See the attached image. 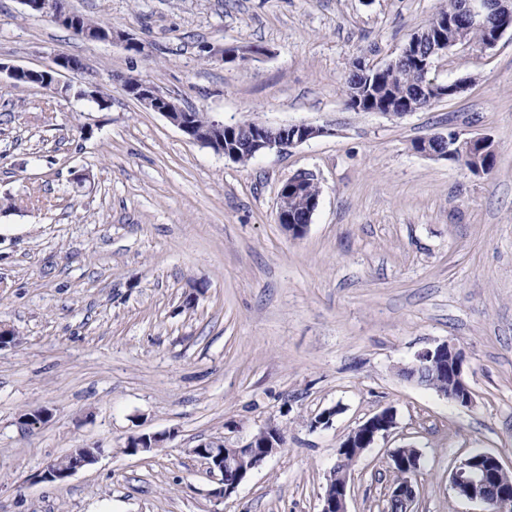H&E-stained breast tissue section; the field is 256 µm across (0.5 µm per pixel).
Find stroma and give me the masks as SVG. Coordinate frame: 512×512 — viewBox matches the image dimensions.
<instances>
[{
	"instance_id": "obj_1",
	"label": "stroma",
	"mask_w": 512,
	"mask_h": 512,
	"mask_svg": "<svg viewBox=\"0 0 512 512\" xmlns=\"http://www.w3.org/2000/svg\"><path fill=\"white\" fill-rule=\"evenodd\" d=\"M443 3L68 0L148 42L144 57L0 0V62L84 65L65 95L0 85V321L21 338L0 351V512H319L338 444L386 407L398 427L358 460L350 512H384L390 453L408 444L413 512H481L448 477L472 450L512 471V31L439 58L433 77L467 86L405 117L343 94L356 59L394 58ZM223 45L264 53L208 59ZM128 76L228 125L328 133L236 163L129 97ZM451 130L493 139L490 173L412 148ZM300 172L320 198L293 239L275 212ZM443 341L465 353L471 406L401 374ZM41 408L49 421L21 428ZM270 423L282 448L223 496L192 448ZM139 433L168 439L126 454ZM92 445L94 465L35 480Z\"/></svg>"
}]
</instances>
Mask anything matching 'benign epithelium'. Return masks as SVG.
<instances>
[{"label": "benign epithelium", "mask_w": 512, "mask_h": 512, "mask_svg": "<svg viewBox=\"0 0 512 512\" xmlns=\"http://www.w3.org/2000/svg\"><path fill=\"white\" fill-rule=\"evenodd\" d=\"M27 10L41 17L48 18L58 24L67 25L71 31L78 33L85 40L119 45L125 51L140 56H147L150 47L147 43L133 34L115 30L112 35L100 38L94 32L82 27L76 17L71 14H60L56 9V0H21ZM495 20L497 28L488 33L487 43L483 50L494 48L505 33L512 30V0H461L459 16L456 21L461 23L462 30L485 29L489 20ZM467 49L471 43L465 35L446 45L439 38L430 41L428 53L418 59V65L429 71L435 61L453 48ZM263 49L254 46H218L210 49L208 57L222 63L246 62L250 57L260 55ZM83 68L80 59L58 54L54 66L48 70H34L0 62V84L8 81L11 84H32L43 89L58 92V75L66 71H78ZM128 96L139 102L151 112L161 113L168 122L178 128L189 140L212 149L215 153L237 162L239 151L237 141L247 143L249 151L257 155L265 150L278 149L286 151L326 133L323 127L310 124H287L273 126L255 122L248 127L241 124L226 125L216 120H208L207 136L201 138L196 132V123L191 121L189 112L181 103L162 92L153 83L138 78L127 77L123 83ZM448 97V87L430 79L420 85L418 99L433 103ZM441 139L447 141L445 153L423 151L428 157H451L457 152L467 153L474 147H484L495 150L496 146L488 137H463L460 133L451 131ZM305 174H297L286 182L280 190L276 220L289 236L303 237L309 224L292 225V215L289 213V197L301 194L300 184ZM465 358L462 350L447 342L433 348L418 352L413 359L401 369L409 377L417 372L430 370L434 373L447 372L448 383L439 394L448 400L462 406L473 402L470 388L464 381ZM397 426L396 413L390 408H384L353 428L339 443L336 449V466L339 469L346 454L351 453L360 458L365 450L373 447L376 442L388 436ZM266 443L256 446V438L252 437L238 446H229L222 439H212L201 443L189 452L202 460L209 472L224 475L228 470L237 474V480L232 484H223V495L228 497L239 485L263 462L282 446L284 435L277 425L270 423L261 429ZM100 449L97 447H80L73 449L69 456L57 459L35 475L40 482L53 483L65 480L78 471L87 468L98 459ZM391 460L401 470V479L388 485L387 498L400 500L407 507H412L416 498L414 480L420 465L409 462L393 454ZM353 474L345 472L339 478L336 492L327 493L321 499L320 512H348L347 497L350 495ZM449 482L454 492L467 500L478 502L484 506L483 512H512V473L508 472L497 456L489 452L470 453L452 469Z\"/></svg>", "instance_id": "benign-epithelium-1"}]
</instances>
